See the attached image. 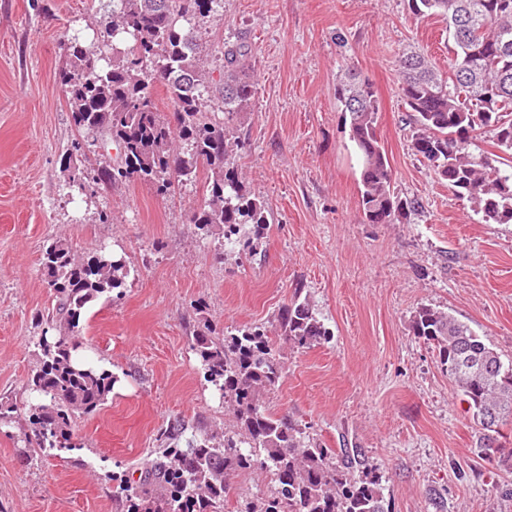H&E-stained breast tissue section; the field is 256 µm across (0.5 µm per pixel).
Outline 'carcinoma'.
<instances>
[{"label":"carcinoma","instance_id":"cac0c4a2","mask_svg":"<svg viewBox=\"0 0 512 512\" xmlns=\"http://www.w3.org/2000/svg\"><path fill=\"white\" fill-rule=\"evenodd\" d=\"M222 0H112V20L95 47L67 43L60 87L74 125L84 134L119 149L113 164L98 174L109 186L131 181L156 185L160 194L210 172L192 222L208 234L222 229L224 244L255 252L268 219L264 206L241 188L232 167L235 142L230 124L250 108L254 88L252 48H227L224 79L210 81L197 40L200 23ZM416 19L438 16L452 39L448 75L415 50L399 56L401 100L418 127L414 149L437 178L474 205L487 223L512 222V168L497 165L476 144L480 131H495L497 146L512 152V0H407ZM162 85L174 121L161 117L155 87ZM337 109L348 123L361 167L359 191L366 221L388 224L417 210L393 190V170L378 129L379 103L368 80L352 68L336 89ZM224 104V121H214L207 103ZM252 232L241 235L242 226ZM43 270L57 301L65 333L38 339V365L28 389L40 402L30 405L28 444L39 451L67 448L77 415L96 412L116 377L105 369L76 363L69 334L81 313L104 294L122 288L130 268L100 250L89 257L56 241L45 250ZM280 330L299 348L326 339L329 331L307 300L295 293L278 313ZM414 335L433 343L448 378L465 397L482 426L487 454L503 451L502 429L512 425V361L471 327L424 306L412 320ZM193 350L219 398L233 407L235 430L216 442L206 434L184 437L176 421L162 433L164 447L139 484L126 485L122 512H224L230 476L266 472L272 491L243 503L238 512H385L382 475L360 454L325 448L285 417L262 409L263 396L282 378L275 341L267 331L243 327L220 339L199 331Z\"/></svg>","mask_w":512,"mask_h":512}]
</instances>
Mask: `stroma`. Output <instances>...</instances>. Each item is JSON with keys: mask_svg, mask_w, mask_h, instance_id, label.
I'll use <instances>...</instances> for the list:
<instances>
[{"mask_svg": "<svg viewBox=\"0 0 512 512\" xmlns=\"http://www.w3.org/2000/svg\"><path fill=\"white\" fill-rule=\"evenodd\" d=\"M110 0H0V398L16 421L0 426V512H119L172 421L214 434L232 414L192 349L203 323L215 335L264 326L283 362L264 409L328 448H358L383 476L388 512H512V453L487 456L481 430L414 336L430 306L469 324L512 360V224H488L416 154L417 128L398 90L397 60L413 47L448 68V31L417 20L406 0H223L198 33L213 80L221 46L256 58L255 95L232 132L247 192L270 223L254 254L191 222L207 170L168 194L132 182L110 189L97 170L115 147L80 166L68 194L63 160L81 133L60 92L65 38H92ZM369 79L393 188L419 207L393 224L363 217L357 153L336 108L345 68ZM63 240L86 256L107 248L131 275L122 292L84 311L73 343L117 382L95 413L73 424L70 448L32 456L22 428L36 343L56 316L41 258ZM307 296L329 331L293 347L278 311Z\"/></svg>", "mask_w": 512, "mask_h": 512, "instance_id": "35a3bbf8", "label": "stroma"}]
</instances>
